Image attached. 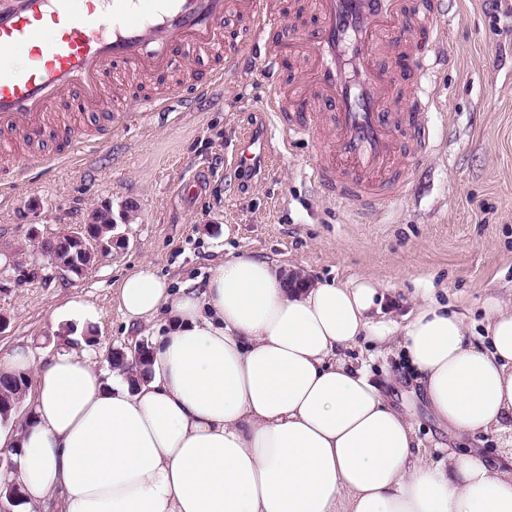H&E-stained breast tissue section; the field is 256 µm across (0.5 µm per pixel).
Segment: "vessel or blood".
I'll use <instances>...</instances> for the list:
<instances>
[{
  "label": "vessel or blood",
  "mask_w": 512,
  "mask_h": 512,
  "mask_svg": "<svg viewBox=\"0 0 512 512\" xmlns=\"http://www.w3.org/2000/svg\"><path fill=\"white\" fill-rule=\"evenodd\" d=\"M437 0H313L317 28L304 39L285 38L279 0H0V51L28 59L25 71L0 62V131L37 139L52 102L78 95L80 111L109 106L102 68L123 62L152 75L173 69L178 55L214 51L221 68L196 78L190 88L204 95L236 68L242 44L261 45L268 68L284 56L301 63L290 82L274 80L264 105L283 129L315 139L319 153L310 177L344 208L361 212L403 196L401 168L422 154L428 115L414 107L388 111L395 98L420 90L425 51L441 37ZM243 23L240 35L224 36V19ZM416 41L398 37L403 23ZM412 59L410 85L398 82L383 62ZM182 85L147 93L148 114L166 110ZM88 137L72 132L65 152L42 158L52 167L72 161Z\"/></svg>",
  "instance_id": "b4317fda"
}]
</instances>
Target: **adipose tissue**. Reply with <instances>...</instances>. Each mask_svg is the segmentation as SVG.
I'll return each mask as SVG.
<instances>
[{
  "label": "adipose tissue",
  "instance_id": "obj_1",
  "mask_svg": "<svg viewBox=\"0 0 512 512\" xmlns=\"http://www.w3.org/2000/svg\"><path fill=\"white\" fill-rule=\"evenodd\" d=\"M127 324L156 325L145 380L103 373L87 351L14 347L33 421L0 431L20 448L23 512H512V299L489 295L481 343L431 298L405 325L372 322L382 285L287 281L275 261L224 259L202 286L173 287L150 264L114 293ZM54 324L92 333L100 305L71 297ZM402 336L432 413L502 451L426 462L412 423L347 352Z\"/></svg>",
  "mask_w": 512,
  "mask_h": 512
}]
</instances>
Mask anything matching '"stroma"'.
I'll return each instance as SVG.
<instances>
[{
  "label": "stroma",
  "mask_w": 512,
  "mask_h": 512,
  "mask_svg": "<svg viewBox=\"0 0 512 512\" xmlns=\"http://www.w3.org/2000/svg\"><path fill=\"white\" fill-rule=\"evenodd\" d=\"M442 44L427 56L433 106L429 141L403 172L406 192L361 219L330 200L309 178L317 145L288 136L262 104L271 81L254 49L243 65L206 95L172 101L144 114L129 98L127 125L92 126L98 141L52 171L25 169L0 192V255L22 254L27 275L0 273V356L17 345L44 353L69 341L52 308L78 294L103 309L89 350L110 371L113 349L152 341L149 328L126 326L114 299L121 278L148 262L176 284L202 283L224 257L252 254L297 267L311 281L370 275L385 287L381 317L403 323L428 295L465 316L480 335L488 295H512V0H441ZM279 153L259 169L225 164L244 134ZM111 202L113 214L135 206L118 224L129 244L82 275L46 279L30 262L29 225L46 236L83 224ZM383 398L413 424L420 452L434 462L444 448L474 447L430 412L396 347L368 362Z\"/></svg>",
  "instance_id": "obj_1"
}]
</instances>
